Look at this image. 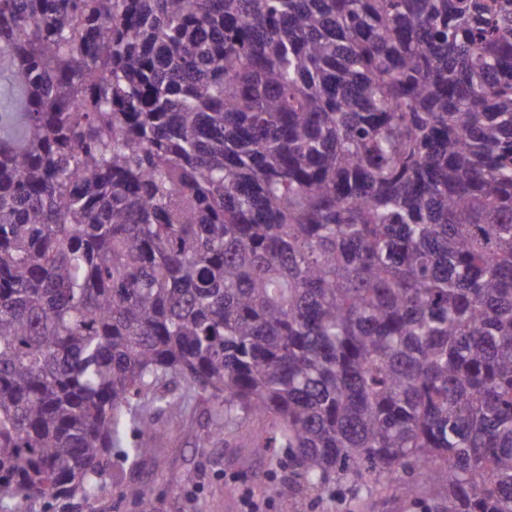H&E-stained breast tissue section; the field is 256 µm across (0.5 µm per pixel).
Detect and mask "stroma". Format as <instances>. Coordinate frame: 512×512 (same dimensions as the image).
<instances>
[{
    "label": "stroma",
    "instance_id": "obj_1",
    "mask_svg": "<svg viewBox=\"0 0 512 512\" xmlns=\"http://www.w3.org/2000/svg\"><path fill=\"white\" fill-rule=\"evenodd\" d=\"M153 424L156 432L142 442L137 457L113 450L102 488L82 512H242V496L248 492L262 501L263 512H418L417 502L445 494L443 487L411 474L412 496L400 504L387 494L351 498L334 487L278 496L274 485L288 478L285 449L259 454L250 443L270 433L268 419L249 420V438L228 432L214 442L207 437L209 406L196 398L186 405L177 428H170L161 414L154 415ZM188 475L193 478L189 484L184 481ZM137 482L152 484L154 494L139 502L124 498V487Z\"/></svg>",
    "mask_w": 512,
    "mask_h": 512
}]
</instances>
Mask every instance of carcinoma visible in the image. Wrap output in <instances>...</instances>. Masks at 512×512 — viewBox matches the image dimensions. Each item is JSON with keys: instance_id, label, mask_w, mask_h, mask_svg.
<instances>
[{"instance_id": "carcinoma-1", "label": "carcinoma", "mask_w": 512, "mask_h": 512, "mask_svg": "<svg viewBox=\"0 0 512 512\" xmlns=\"http://www.w3.org/2000/svg\"><path fill=\"white\" fill-rule=\"evenodd\" d=\"M2 60L0 512L177 383L277 494L512 512V0H0Z\"/></svg>"}]
</instances>
